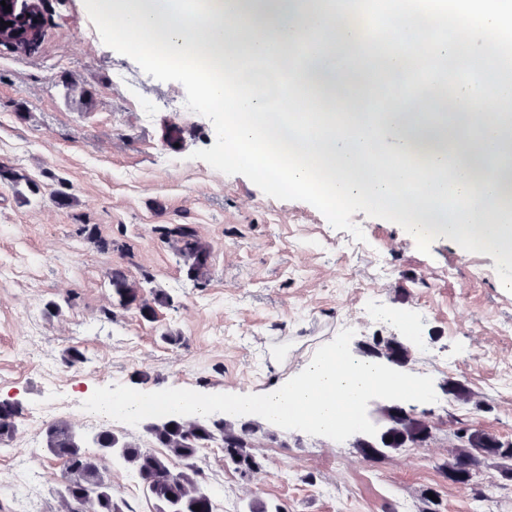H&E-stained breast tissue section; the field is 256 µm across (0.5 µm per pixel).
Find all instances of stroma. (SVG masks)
<instances>
[{"label":"stroma","instance_id":"1","mask_svg":"<svg viewBox=\"0 0 512 512\" xmlns=\"http://www.w3.org/2000/svg\"><path fill=\"white\" fill-rule=\"evenodd\" d=\"M46 8L34 53L0 52V166L17 176L0 180V402L68 422L91 452L101 429L144 443L139 425L88 428L82 403L117 384L258 394L350 328L353 354L376 357L393 340L409 351L393 369L432 377L436 402H369L426 416L430 437L394 449L386 420L341 443L257 421V478L226 468L218 448L200 463L217 512H248L256 497L282 512H418L428 488L441 512H512L495 468L471 485L439 470L449 420L512 441V288L498 258L412 238L366 201L331 207L268 181L234 157L223 112L182 68L132 49L91 0ZM164 224L195 226L210 251L205 281ZM116 270L170 304L144 319L111 288ZM74 348L84 360L72 366ZM367 441L383 454L366 458ZM61 469L49 457L35 476L0 460V512H61ZM106 475L130 512H155L119 458Z\"/></svg>","mask_w":512,"mask_h":512}]
</instances>
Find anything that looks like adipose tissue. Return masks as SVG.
<instances>
[{
	"label": "adipose tissue",
	"mask_w": 512,
	"mask_h": 512,
	"mask_svg": "<svg viewBox=\"0 0 512 512\" xmlns=\"http://www.w3.org/2000/svg\"><path fill=\"white\" fill-rule=\"evenodd\" d=\"M105 24L129 35L133 48L158 65L196 76L224 113L238 158L269 181L314 192L340 206L368 200L400 214L412 237H443L512 265V203L501 183L512 178V115L478 111L473 88L456 87L451 112H289L285 97L307 104L300 74L282 80L281 67L306 33L319 32L324 74L344 67V51L359 34L337 25L335 0H201L177 14L169 0H94ZM465 24L512 35V0H455ZM225 73L201 71L187 50L188 33ZM444 138L418 173L406 159L432 131ZM329 176L317 179L314 168Z\"/></svg>",
	"instance_id": "ef3b65f1"
}]
</instances>
